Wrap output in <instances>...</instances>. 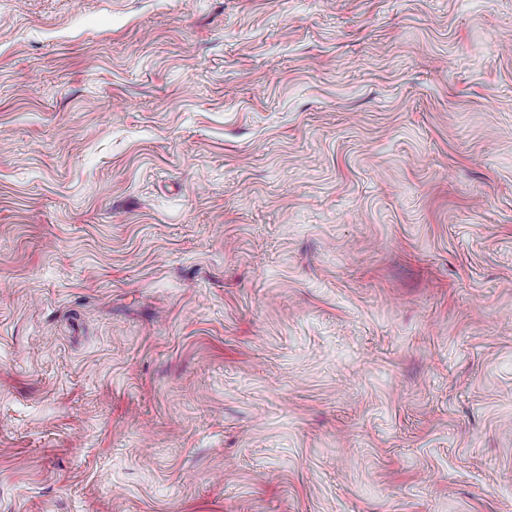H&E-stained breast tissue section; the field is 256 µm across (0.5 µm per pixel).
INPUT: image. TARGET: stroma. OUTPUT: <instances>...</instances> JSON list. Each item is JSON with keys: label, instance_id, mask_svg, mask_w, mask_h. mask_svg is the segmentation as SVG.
I'll return each mask as SVG.
<instances>
[{"label": "stroma", "instance_id": "35a3bbf8", "mask_svg": "<svg viewBox=\"0 0 512 512\" xmlns=\"http://www.w3.org/2000/svg\"><path fill=\"white\" fill-rule=\"evenodd\" d=\"M0 512H512V0H0Z\"/></svg>", "mask_w": 512, "mask_h": 512}]
</instances>
